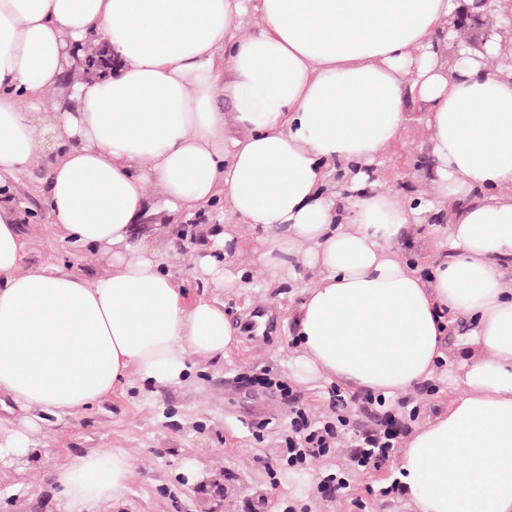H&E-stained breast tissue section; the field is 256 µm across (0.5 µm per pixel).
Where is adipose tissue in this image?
<instances>
[{"label": "adipose tissue", "mask_w": 512, "mask_h": 512, "mask_svg": "<svg viewBox=\"0 0 512 512\" xmlns=\"http://www.w3.org/2000/svg\"><path fill=\"white\" fill-rule=\"evenodd\" d=\"M494 20L482 49L448 52L461 18ZM107 37L111 77L45 95L73 50ZM512 0H0V184L45 163L51 226L106 260L93 281L24 266L0 193V397L18 414L0 454L32 457L50 418L131 382L180 383L193 358L240 343L217 294L252 282L245 224L297 294L296 377L397 401L457 365L448 407L408 436L415 512H512ZM224 97V115L215 105ZM426 106L429 168L414 197L381 166ZM204 224L196 295L167 251L138 238L146 187ZM439 238L428 273L398 248ZM466 333L451 344L453 325ZM134 459L92 448L57 474L61 512L122 507Z\"/></svg>", "instance_id": "1"}]
</instances>
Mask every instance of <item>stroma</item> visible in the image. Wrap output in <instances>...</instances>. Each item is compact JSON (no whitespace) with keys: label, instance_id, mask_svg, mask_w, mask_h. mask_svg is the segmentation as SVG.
Segmentation results:
<instances>
[{"label":"stroma","instance_id":"1","mask_svg":"<svg viewBox=\"0 0 512 512\" xmlns=\"http://www.w3.org/2000/svg\"><path fill=\"white\" fill-rule=\"evenodd\" d=\"M411 120L388 154L386 173L399 185H411L412 174L427 167L428 131L423 103H409ZM45 171L35 166L12 180L10 196L23 218L19 229L27 241L24 261L29 265L61 262L87 280H95L104 262L62 242L52 231L44 203ZM149 224L139 235L163 244L174 253L172 273L191 279V256L179 248L174 230L182 214L148 190ZM240 265L251 271L254 286L244 292L225 291L224 311L243 332L237 350L223 362L198 361L185 381L175 385L141 387L132 384L77 416L52 419L40 442L36 462L0 473V512H59L54 480L73 455L91 448H123L135 459V470L124 512H208L210 503L182 473L185 462H195L201 475L221 471L237 476L243 492L239 512H247L255 493H263L272 512H412L398 491V452L380 467L363 470L349 462L350 437L367 429L372 416L391 414L400 437L439 414L451 389L447 379L424 383L397 404L376 407L374 415L359 411L363 393L345 389L342 410L330 406L331 385L299 381L288 367L294 347L293 301L298 280L271 283L260 267L256 244L247 226H240ZM278 321L275 332L254 336L250 325L257 311ZM289 387L305 408L311 427L319 428L346 416L347 437L324 457L292 466L285 452L290 433L288 407L282 387ZM343 478L340 495L323 492L332 477Z\"/></svg>","mask_w":512,"mask_h":512}]
</instances>
